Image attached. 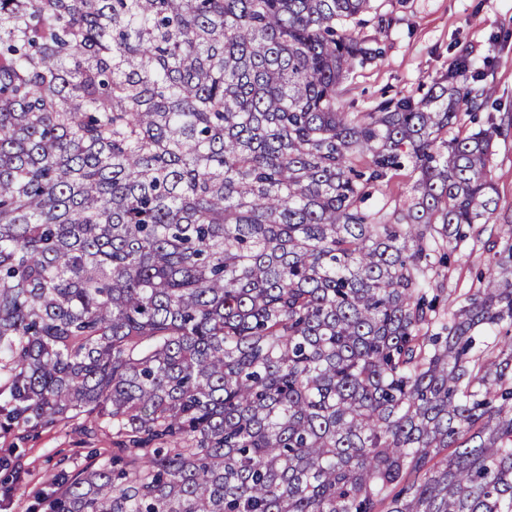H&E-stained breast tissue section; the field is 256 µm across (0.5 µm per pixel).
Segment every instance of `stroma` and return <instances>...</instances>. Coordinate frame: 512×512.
Wrapping results in <instances>:
<instances>
[{"mask_svg": "<svg viewBox=\"0 0 512 512\" xmlns=\"http://www.w3.org/2000/svg\"><path fill=\"white\" fill-rule=\"evenodd\" d=\"M381 27L363 34L377 40L379 56L357 69L341 86L345 111L367 112L387 98L418 95L447 72L456 59H489L488 82L495 97L512 112V0H377ZM489 170L498 210L486 229L499 233L512 221V132L497 137ZM489 261L487 252L454 251L443 268L445 286L466 293L478 287L477 274ZM116 440L107 426L86 433L82 421L36 431L0 429V512H44L41 502L58 488L60 470L77 473L112 456Z\"/></svg>", "mask_w": 512, "mask_h": 512, "instance_id": "obj_1", "label": "stroma"}]
</instances>
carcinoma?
Masks as SVG:
<instances>
[{
  "instance_id": "1",
  "label": "carcinoma",
  "mask_w": 512,
  "mask_h": 512,
  "mask_svg": "<svg viewBox=\"0 0 512 512\" xmlns=\"http://www.w3.org/2000/svg\"><path fill=\"white\" fill-rule=\"evenodd\" d=\"M377 10L0 0V425L117 438L46 512H512V228L438 281L505 128L469 58L343 111ZM412 184L413 180L410 178L407 170L397 172L387 184L376 186L372 190V197L367 205L373 210H377L382 205H385L384 211L390 216L395 207L401 206L410 194ZM489 256L487 252L479 250V247L472 253L469 249L453 251L448 265L441 269V274L445 275V288H457L459 301L462 300L463 294L470 288L479 287L477 274L486 269Z\"/></svg>"
}]
</instances>
